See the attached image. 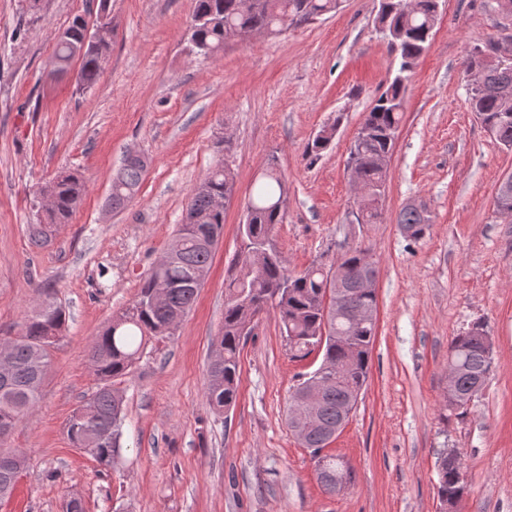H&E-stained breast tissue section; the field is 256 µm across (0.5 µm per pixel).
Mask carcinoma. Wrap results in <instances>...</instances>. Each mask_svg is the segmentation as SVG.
Instances as JSON below:
<instances>
[{
  "label": "carcinoma",
  "instance_id": "carcinoma-1",
  "mask_svg": "<svg viewBox=\"0 0 512 512\" xmlns=\"http://www.w3.org/2000/svg\"><path fill=\"white\" fill-rule=\"evenodd\" d=\"M341 0H195L190 43L199 55L210 56L232 40H244L252 33L276 36L292 28L313 23L336 11ZM440 0H380L377 22L392 51L400 57L398 74L389 82L375 104L365 113L350 146L348 161L354 163L365 194L358 206L359 224L383 222L390 160L403 118L405 81L413 63L427 49L439 17ZM86 21L76 17L65 29L68 40L55 48L62 60L82 48L78 90L97 83L111 44H84ZM495 46H474L463 61L465 72H480V87L468 92V104L495 141L512 148V63L505 67L488 62ZM338 122L324 126L304 147L310 162L317 161L330 146ZM232 142L218 143L216 155L204 177L188 196L174 241L150 269L136 297L113 319L89 350L90 364L99 380L97 391L83 401L66 424V435L76 448L88 450L109 467L120 451L124 397L119 387L130 374L148 341L172 334L191 310L209 272L212 255L224 233L225 208L235 193V173L229 158ZM145 161L123 159L112 179V208H124L138 193ZM50 196L44 222L31 225L32 237L46 238L45 228L66 224L81 205L87 191L77 174L62 172L45 185ZM288 212V179L271 162L244 207L238 226L241 244L228 268L224 289V324L211 341L215 359L208 364L205 398L210 408L223 414L237 401L241 382L240 354L245 337L255 329L257 317L272 306L281 334L293 360H303L314 352L322 354L320 368H340L341 376L322 386L313 415L293 418L286 414L288 430L313 459L323 463L316 469L317 480L330 493L336 483L347 486L353 472L340 457L325 452L343 421L354 390L363 391L369 377V358L376 324L352 318L356 308L377 306L376 293L361 287L367 272L363 264L366 249L347 246L336 257L343 277L336 280L331 270L313 264L301 272L288 268L286 259L273 244L278 225ZM401 234L417 241L431 228L428 213L415 204L398 214ZM66 322L65 310L42 302L28 319L19 336L0 341L7 347L12 375L9 389L0 391V497L10 495L24 458L7 446L18 424L38 404L50 366L48 335H57ZM487 332L480 323L451 339L448 345L449 381L445 409L462 415L470 397L478 396L491 369L487 353ZM438 497L454 504L466 493L461 457L452 448L439 456Z\"/></svg>",
  "mask_w": 512,
  "mask_h": 512
}]
</instances>
